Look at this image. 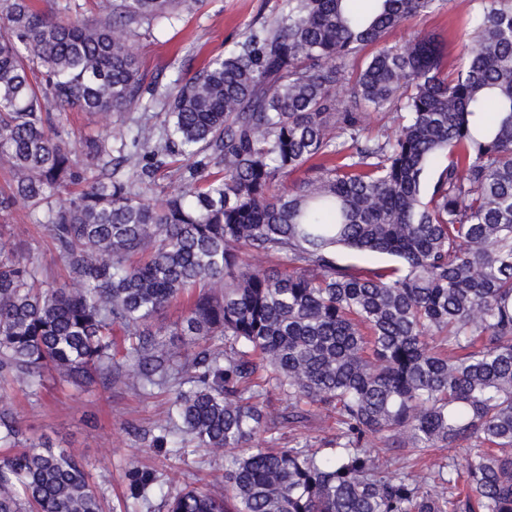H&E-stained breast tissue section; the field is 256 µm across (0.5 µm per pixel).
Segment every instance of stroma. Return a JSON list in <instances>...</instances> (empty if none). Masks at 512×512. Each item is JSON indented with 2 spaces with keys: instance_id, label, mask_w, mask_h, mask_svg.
I'll use <instances>...</instances> for the list:
<instances>
[{
  "instance_id": "1",
  "label": "stroma",
  "mask_w": 512,
  "mask_h": 512,
  "mask_svg": "<svg viewBox=\"0 0 512 512\" xmlns=\"http://www.w3.org/2000/svg\"><path fill=\"white\" fill-rule=\"evenodd\" d=\"M281 6L282 0H199L195 10L179 14L163 35L135 39L141 69L165 84L177 74L192 75L240 40L250 27L272 20ZM468 9L469 0H448L439 11L407 21L389 34L388 41L405 44L415 34L432 33L446 42L449 63H456L455 32ZM137 118L134 112L104 118L74 108L62 114L60 121L70 139L80 141L97 135L109 124L132 126ZM0 239L49 272L61 274L62 266L50 238L32 223L26 207L17 206L0 218ZM171 397L165 387L145 395L120 382L109 388L77 390L60 386L51 378L36 396L26 395L19 384H0V404L12 406L22 430V444L46 437L72 450L87 464L104 512H126V474L134 466L152 469L164 492L169 493L209 485L216 479L204 449L180 456L153 447L156 424L164 417ZM336 433L335 414L319 410L307 425L270 431L254 445L282 448L296 440L322 448L335 439Z\"/></svg>"
}]
</instances>
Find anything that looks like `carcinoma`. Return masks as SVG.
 <instances>
[{
    "label": "carcinoma",
    "mask_w": 512,
    "mask_h": 512,
    "mask_svg": "<svg viewBox=\"0 0 512 512\" xmlns=\"http://www.w3.org/2000/svg\"><path fill=\"white\" fill-rule=\"evenodd\" d=\"M195 2L99 0L85 23L0 0V214L31 208L66 271L51 282L0 241V381L170 388L153 447L207 448L221 479L167 512H512V0H471L452 67L425 33L385 41L444 0H373L367 15L358 0H282L192 76L146 82L133 38ZM386 105L399 130L364 137L363 112ZM73 106L162 119L77 144L56 121ZM178 156L183 184L155 207ZM340 248L396 262L358 269ZM180 299L184 350L156 325ZM272 390L288 413L269 410ZM308 406L336 411L331 452L248 447ZM20 435L1 405L0 447ZM374 448L452 455L417 474ZM127 481L135 502L156 491L150 471ZM0 512L102 502L77 456L42 441L0 457ZM185 165L184 161L171 162L158 172L151 195L153 203L160 204L168 194L181 187V173Z\"/></svg>",
    "instance_id": "cac0c4a2"
}]
</instances>
